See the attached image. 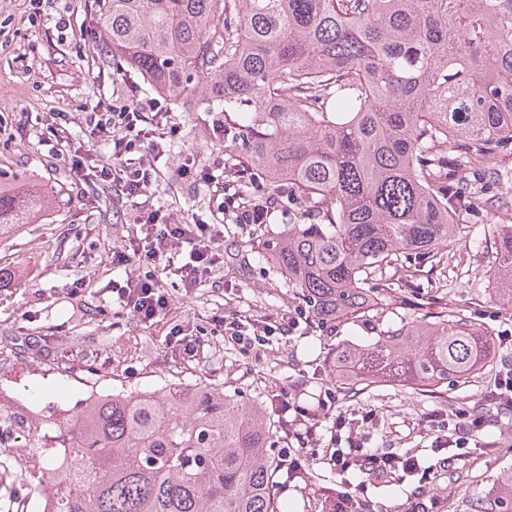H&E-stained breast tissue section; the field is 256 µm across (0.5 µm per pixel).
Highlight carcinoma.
I'll list each match as a JSON object with an SVG mask.
<instances>
[{"instance_id":"carcinoma-1","label":"carcinoma","mask_w":512,"mask_h":512,"mask_svg":"<svg viewBox=\"0 0 512 512\" xmlns=\"http://www.w3.org/2000/svg\"><path fill=\"white\" fill-rule=\"evenodd\" d=\"M112 55L179 108L218 115L237 148L224 167L288 204L281 235L251 249L318 328L370 323L411 260L433 263L464 222L512 188V0H97ZM55 203L26 176L0 180V239ZM495 294L512 305V224L490 225ZM363 343H337L325 371L343 400L393 384L444 398L493 360L495 341L445 296ZM288 414L224 383L89 391L36 422L0 395V447L42 449L49 512H288V483L325 512H372L272 452Z\"/></svg>"}]
</instances>
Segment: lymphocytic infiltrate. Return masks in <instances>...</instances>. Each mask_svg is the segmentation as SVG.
I'll use <instances>...</instances> for the list:
<instances>
[{
	"label": "lymphocytic infiltrate",
	"instance_id": "lymphocytic-infiltrate-1",
	"mask_svg": "<svg viewBox=\"0 0 512 512\" xmlns=\"http://www.w3.org/2000/svg\"><path fill=\"white\" fill-rule=\"evenodd\" d=\"M155 106V101L151 100L144 106H113L91 116V132L110 145L114 163L110 166L88 165V152L77 149L69 159L72 175L84 183L98 181L113 185L130 200L145 195L156 172L153 161L163 155L164 142L178 140L182 134L180 126L172 122L165 112L159 113L155 127H143L144 108ZM181 173L193 183L207 188L211 198L217 202L221 223L191 224L140 205L136 208L134 222L137 229L134 235L123 248L112 252L113 267L125 270V283L116 290L118 311L132 314L149 325L170 308L169 295L161 286L160 276L167 273L171 263H178L185 290L196 288L222 261L225 223L263 224L275 210L271 202H248L241 194L233 192L231 183L218 179L210 169L198 168L194 161H186ZM141 255L153 263L154 273L143 275L133 270L134 258ZM302 317L303 312L299 309L258 318L236 312L224 317V334L231 343L251 347L271 336L293 335ZM283 403L295 413L290 425L291 435L297 444L282 449L281 454L289 466L298 467L303 462L304 445L317 441L316 426L309 422L308 410L300 405L298 397L284 396ZM485 427L484 417L462 411L448 422L433 425L432 430L437 440L447 441L449 446H471L481 451L487 447L482 438ZM323 452L325 460L338 473H358L357 483L345 485L352 495H364L369 485L401 472H420L423 488L431 486L429 471L419 470L414 455L408 452H371L366 448L361 433L342 414L334 419L330 439Z\"/></svg>",
	"mask_w": 512,
	"mask_h": 512
}]
</instances>
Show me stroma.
I'll use <instances>...</instances> for the list:
<instances>
[{
    "label": "stroma",
    "instance_id": "1",
    "mask_svg": "<svg viewBox=\"0 0 512 512\" xmlns=\"http://www.w3.org/2000/svg\"><path fill=\"white\" fill-rule=\"evenodd\" d=\"M92 0H48L34 14L29 0H0V172L25 173L56 189L59 200L38 223L18 228L0 243V264L15 280L0 290V394L41 412L71 407L84 399L89 383L108 389L114 380L138 389H158L171 377L189 385L199 377L230 382L247 402L271 403L281 391L310 403L329 385L323 372L330 344L363 342L371 328L388 329L407 320L405 305L382 306L371 326L344 324L332 331L301 321L292 336L259 350L242 352L224 340L218 317L234 312L261 316L298 306L299 301L260 266L244 246L248 225L224 231L225 266L218 276L185 291L176 271L161 277L171 298L170 312L151 325L117 314L113 288L123 270L111 253L133 229L134 211L113 187L74 182L67 160L51 151L42 122L66 113L73 147L108 162L111 150L90 134L86 118L97 106L147 102L154 94L141 77L113 56L94 20ZM69 19L58 28V18ZM183 136L168 146L158 163L148 202L178 219L213 222L217 211L209 193L181 177L185 157L198 166L223 170L229 142L212 134V116L186 108L171 113ZM483 226L469 225L466 236L450 240L439 265L423 280L447 292L453 308L492 336L512 337V308L503 306L487 284L493 261L475 248L471 236ZM192 331L200 341L195 355L167 342L173 327ZM512 362V344L466 384L449 382L446 400L409 389L378 386L353 400L336 403L359 421L368 448L418 451L423 465L438 458L430 415L468 409L483 414L490 451L438 470L442 492L428 512H479L495 498L504 471L512 469V412L490 401L503 364ZM371 420H362L363 411ZM40 451L0 448V512H20L39 484Z\"/></svg>",
    "mask_w": 512,
    "mask_h": 512
}]
</instances>
